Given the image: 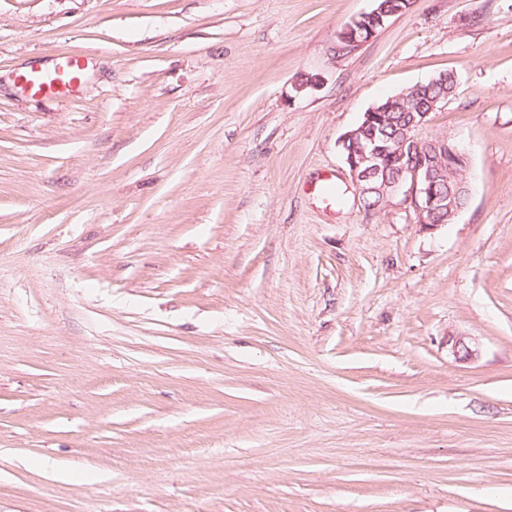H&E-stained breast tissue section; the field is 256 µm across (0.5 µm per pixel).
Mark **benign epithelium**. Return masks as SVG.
<instances>
[{
	"mask_svg": "<svg viewBox=\"0 0 512 512\" xmlns=\"http://www.w3.org/2000/svg\"><path fill=\"white\" fill-rule=\"evenodd\" d=\"M383 23L381 9L374 8L348 22L340 41L351 47L366 43ZM435 110L433 103L430 111L411 116L407 132L396 139L383 132L386 113L373 107L341 136L345 162L365 209L375 211L401 192L417 223L434 230L450 223L466 206L472 192L466 149L446 136L421 135Z\"/></svg>",
	"mask_w": 512,
	"mask_h": 512,
	"instance_id": "benign-epithelium-1",
	"label": "benign epithelium"
}]
</instances>
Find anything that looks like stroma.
Masks as SVG:
<instances>
[{
    "instance_id": "1",
    "label": "stroma",
    "mask_w": 512,
    "mask_h": 512,
    "mask_svg": "<svg viewBox=\"0 0 512 512\" xmlns=\"http://www.w3.org/2000/svg\"><path fill=\"white\" fill-rule=\"evenodd\" d=\"M374 6L0 0V512H512V0ZM448 71L468 205L366 211L341 135ZM377 1V0H376ZM377 7L382 8V12L388 16L385 17V23L396 15L403 14L407 8L406 0H378ZM380 8H374L370 12L362 13L348 22L340 32V41L349 44V47L358 46L374 38L377 27L384 23L383 13ZM89 59L81 55L60 57L52 69H33L20 75L32 96L72 93L78 90Z\"/></svg>"
}]
</instances>
